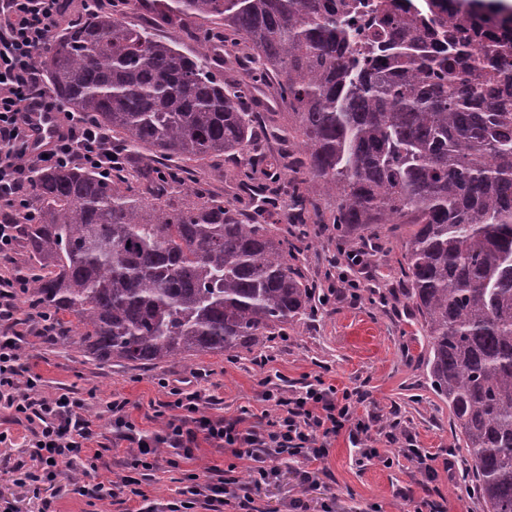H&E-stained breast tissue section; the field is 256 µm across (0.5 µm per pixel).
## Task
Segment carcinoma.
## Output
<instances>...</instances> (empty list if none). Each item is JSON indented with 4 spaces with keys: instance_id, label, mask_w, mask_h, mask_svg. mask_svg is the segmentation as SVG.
Wrapping results in <instances>:
<instances>
[{
    "instance_id": "cac0c4a2",
    "label": "carcinoma",
    "mask_w": 512,
    "mask_h": 512,
    "mask_svg": "<svg viewBox=\"0 0 512 512\" xmlns=\"http://www.w3.org/2000/svg\"><path fill=\"white\" fill-rule=\"evenodd\" d=\"M160 23L212 18L281 78L298 153L276 165L304 174L286 231L213 196L164 199L183 167L122 175L143 152L184 163L265 161L245 111L249 83L228 85L209 48L188 55L148 28L95 15L38 56L55 97L112 132L116 177L39 169L41 207L20 224L34 258L29 294L51 309L58 338L105 365L231 356L315 313L294 264L307 219L327 210L360 255L383 228L398 237V274L428 339L426 371L448 402L486 512H512V29L495 0H457L423 16L390 2L364 20L362 0H124Z\"/></svg>"
}]
</instances>
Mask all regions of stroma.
<instances>
[{
    "label": "stroma",
    "mask_w": 512,
    "mask_h": 512,
    "mask_svg": "<svg viewBox=\"0 0 512 512\" xmlns=\"http://www.w3.org/2000/svg\"><path fill=\"white\" fill-rule=\"evenodd\" d=\"M249 56L245 47H230L215 56L213 67L230 84L254 79V111L285 121L283 106L275 95V79L254 71ZM236 170V163L213 160L203 180L185 178L172 198L189 206L197 194L208 192L224 196L234 209H249V196L243 195L233 180ZM378 246V252L365 255L361 265L347 271L363 284L360 298L331 296L315 318L299 321L287 340L274 341V360L263 369L254 365L252 354L245 351L235 356L202 355L189 364L133 367L115 361L101 366L82 356L76 347L46 343L33 336L23 341L25 357L49 389L70 387L93 394L98 402L115 394L126 398L131 419L147 431L158 427L154 413L167 399L161 380L198 370L208 371L207 386L228 418L245 411L261 413L260 382L268 374L277 375L279 385L288 390L317 376L340 391L360 390L365 400L358 412L372 422L368 443L380 450L381 459L361 461L347 435H340L324 463L322 488L307 496L302 493L297 463L282 459L277 481L261 490L267 512H286L288 501L300 495L307 498L308 512H322L323 503L330 500L336 503L335 512H410L412 500L427 495L442 503L447 512H484L480 501L461 492L459 481L443 475L422 484L413 464L401 454L409 441L438 458L450 456L458 463L463 462L466 451L455 434L447 402L434 393L426 376L427 342L397 274L399 244L386 231ZM210 466L233 468L242 482L250 479L245 462L205 445L198 459L180 461L178 468L170 471H156L152 497L161 502L175 498L177 479L183 472L202 474ZM121 472L117 460L109 457L88 475L82 474L79 466L61 465L58 481L65 485L79 477L84 483L102 485L104 498L96 507L98 512H110L113 483Z\"/></svg>",
    "instance_id": "1"
}]
</instances>
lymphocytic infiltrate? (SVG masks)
Masks as SVG:
<instances>
[{"instance_id":"f902f5d3","label":"lymphocytic infiltrate","mask_w":512,"mask_h":512,"mask_svg":"<svg viewBox=\"0 0 512 512\" xmlns=\"http://www.w3.org/2000/svg\"><path fill=\"white\" fill-rule=\"evenodd\" d=\"M69 0H0V421L23 427L21 445L27 456L15 466L22 483L47 490L39 512H56L54 502L63 493L57 478L61 464L80 462L83 470L98 468L108 448H125L128 471L116 487L125 512H264L256 498L263 485L278 475L277 462L289 457L300 466L304 491L318 489L333 440L340 434L358 439L368 436L371 424L358 413L357 392L336 391L322 378L284 391L265 387V404L258 421L245 416L224 417L207 394L205 373L172 385L171 412L152 432L139 429L127 414L128 401L115 396L105 404L112 434L94 453L95 441L88 419L89 406L77 391L50 393L41 374L22 356L27 336L50 338L46 312H28L19 304L28 285L16 274L18 219L34 221L29 195L30 173L37 168L81 165L112 173V139L84 113L64 107L53 98L36 65L53 34L70 24ZM31 112L58 115L56 136L45 151L31 146L27 124ZM249 463L252 480L237 483L223 470L209 467L202 477L184 475V485L173 501L156 503L147 487L161 463L160 449L174 458L195 459L201 444Z\"/></svg>"}]
</instances>
